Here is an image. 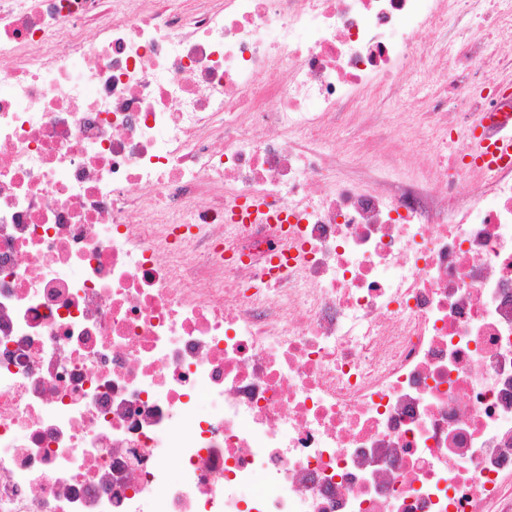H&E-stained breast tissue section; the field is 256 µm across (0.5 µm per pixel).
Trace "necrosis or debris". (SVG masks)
<instances>
[{"label":"necrosis or debris","instance_id":"4bbe7bcc","mask_svg":"<svg viewBox=\"0 0 512 512\" xmlns=\"http://www.w3.org/2000/svg\"><path fill=\"white\" fill-rule=\"evenodd\" d=\"M0 56V512H512V0H0ZM405 73L424 163L337 175ZM365 118L366 114L363 113H348L346 116L347 125L341 129L342 138L336 141V166L347 175L353 177H366L361 166L357 164L354 155L346 151L350 148V140L348 138L353 136V130H360ZM502 132L493 141L492 137L478 141V149L472 156V164L475 168L487 166L504 171L512 170V130L507 133Z\"/></svg>","mask_w":512,"mask_h":512}]
</instances>
